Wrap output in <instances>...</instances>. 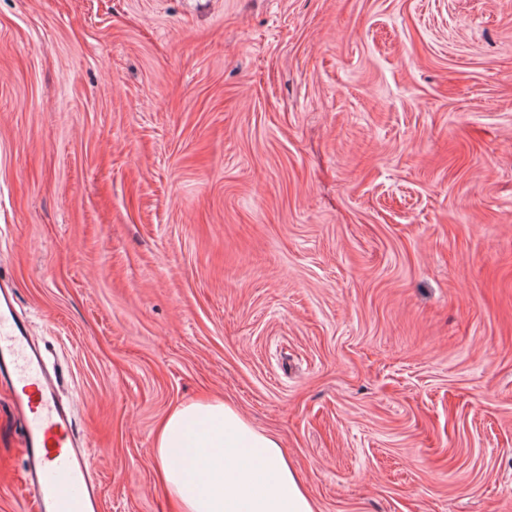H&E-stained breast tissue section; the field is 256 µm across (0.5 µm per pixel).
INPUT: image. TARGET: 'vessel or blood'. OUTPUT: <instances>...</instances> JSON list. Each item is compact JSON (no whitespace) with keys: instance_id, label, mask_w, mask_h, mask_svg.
I'll return each mask as SVG.
<instances>
[{"instance_id":"b4317fda","label":"vessel or blood","mask_w":512,"mask_h":512,"mask_svg":"<svg viewBox=\"0 0 512 512\" xmlns=\"http://www.w3.org/2000/svg\"><path fill=\"white\" fill-rule=\"evenodd\" d=\"M0 378L8 380L27 423L25 477L34 512H99L91 451L73 434L72 410L58 395L55 367L15 306V288L0 279Z\"/></svg>"}]
</instances>
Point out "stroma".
<instances>
[{"mask_svg":"<svg viewBox=\"0 0 512 512\" xmlns=\"http://www.w3.org/2000/svg\"><path fill=\"white\" fill-rule=\"evenodd\" d=\"M0 277L101 512L207 396L317 512H512V0H0Z\"/></svg>","mask_w":512,"mask_h":512,"instance_id":"35a3bbf8","label":"stroma"}]
</instances>
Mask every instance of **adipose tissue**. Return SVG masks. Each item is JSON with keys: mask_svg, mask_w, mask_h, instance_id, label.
<instances>
[{"mask_svg": "<svg viewBox=\"0 0 512 512\" xmlns=\"http://www.w3.org/2000/svg\"><path fill=\"white\" fill-rule=\"evenodd\" d=\"M155 451L176 512H315L279 441L221 399L175 407Z\"/></svg>", "mask_w": 512, "mask_h": 512, "instance_id": "adipose-tissue-1", "label": "adipose tissue"}]
</instances>
